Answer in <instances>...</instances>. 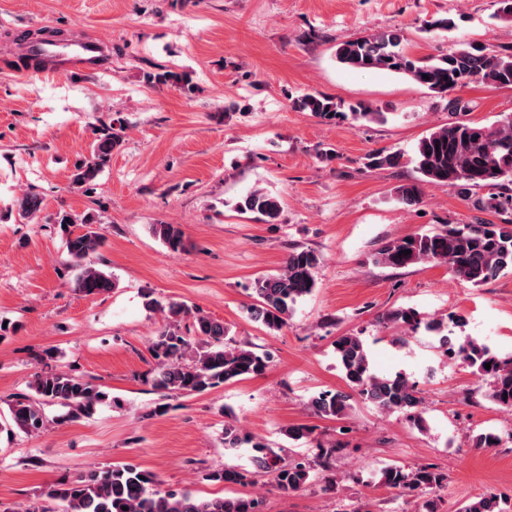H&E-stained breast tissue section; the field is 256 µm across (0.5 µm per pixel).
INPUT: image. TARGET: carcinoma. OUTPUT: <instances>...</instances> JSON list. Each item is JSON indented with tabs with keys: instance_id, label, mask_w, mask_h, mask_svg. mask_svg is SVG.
Masks as SVG:
<instances>
[{
	"instance_id": "cac0c4a2",
	"label": "carcinoma",
	"mask_w": 512,
	"mask_h": 512,
	"mask_svg": "<svg viewBox=\"0 0 512 512\" xmlns=\"http://www.w3.org/2000/svg\"><path fill=\"white\" fill-rule=\"evenodd\" d=\"M404 36L399 30L371 33L337 45V61L351 69H375L402 75L427 90L448 95L471 83L495 88H512V46L488 50L474 43L461 44L446 54L415 58L403 48ZM428 78H423V75ZM150 83L189 85V79L171 72L147 73ZM294 108L312 113L327 124L351 117L355 122H373L382 113L361 103H343L320 93H306L294 101ZM123 121L114 119L101 123L91 156L79 164L72 174V184L87 186L95 181L120 145ZM403 154L373 153L369 165L396 167ZM414 162L420 182L402 184L395 189L396 199L407 206L421 202V184L452 186L472 207L479 211L493 210L501 216L498 224H445L431 233H418L385 241L373 254V262L400 269L420 263H433L448 268L455 278L474 287L512 271V113H505L491 126L455 123L434 128L416 146ZM484 189L478 196L475 191ZM19 219L30 220L42 208V199L24 192L15 199ZM236 210L256 215L272 224L280 216L281 205L270 192L256 188L242 195ZM56 224L65 238L68 267L75 272L72 288L85 295L110 291L114 282L110 275L96 266L92 255L102 245V236L93 230V218L76 221L69 214L56 217ZM152 234L170 250L183 246V232L177 224H153ZM411 251L407 256L400 255ZM322 258L308 248H295L288 253L284 265L275 273L263 274L253 282L255 303L248 307L250 317L270 332H279L288 325L297 301L313 292ZM146 306L164 315V325L153 338L149 349L155 367L146 378L153 390L162 394L152 414L169 410L167 400L204 393L222 384L264 374L269 357L229 335L224 322L183 302L163 303L155 298ZM387 323L396 327L426 329L441 336L448 359L458 361L483 377L487 397L499 408L512 412V357H503L488 344L473 338L455 342L449 336L452 328L463 323V317L451 314L448 319L423 321L409 308H398L386 315ZM336 358L349 388L360 398L380 410L404 415L417 427H423L426 407L414 384L402 376L374 373L370 368L363 340L344 333L333 342ZM491 368H485V364ZM108 399L98 386L72 371L43 368L35 373L29 392L21 393L9 404V420L0 424V432L8 434L19 429L38 434L46 428L45 408L57 406L58 422L88 418L96 407ZM351 396L341 392H323L311 400L319 415L339 419L346 415ZM501 437L484 431L473 438L476 448H496ZM251 445L258 470L271 476L276 487L296 492L313 479L328 488L336 487L334 462L343 451L334 441L318 448L315 459L284 461L261 440L240 431L234 425L224 426V447ZM252 472L224 467L211 473L213 481L245 486ZM448 481V476L431 464L414 468L388 465L381 470L380 484L405 495H425L423 512H440L439 499L432 497ZM53 501V509L46 502ZM13 512H264L262 500L248 494L203 498L189 490L164 489L154 475L129 463H116L108 468L91 467L78 478L62 480L48 486L37 499L22 504ZM460 512H505L502 499L492 494L467 502Z\"/></svg>"
}]
</instances>
